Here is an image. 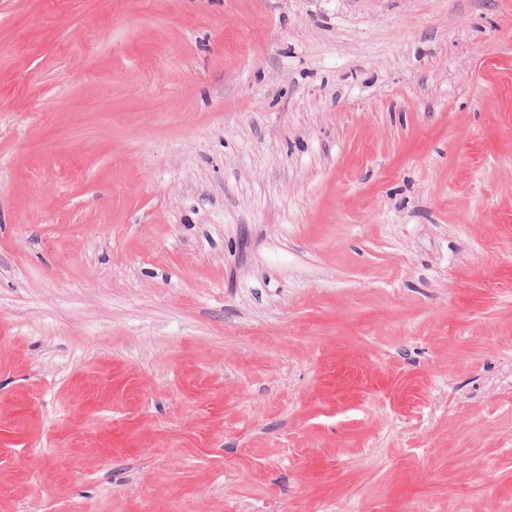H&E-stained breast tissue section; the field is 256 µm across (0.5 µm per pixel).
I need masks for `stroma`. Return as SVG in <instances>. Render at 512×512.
Returning a JSON list of instances; mask_svg holds the SVG:
<instances>
[{"label":"stroma","instance_id":"stroma-1","mask_svg":"<svg viewBox=\"0 0 512 512\" xmlns=\"http://www.w3.org/2000/svg\"><path fill=\"white\" fill-rule=\"evenodd\" d=\"M0 512H512V0H0Z\"/></svg>","mask_w":512,"mask_h":512}]
</instances>
